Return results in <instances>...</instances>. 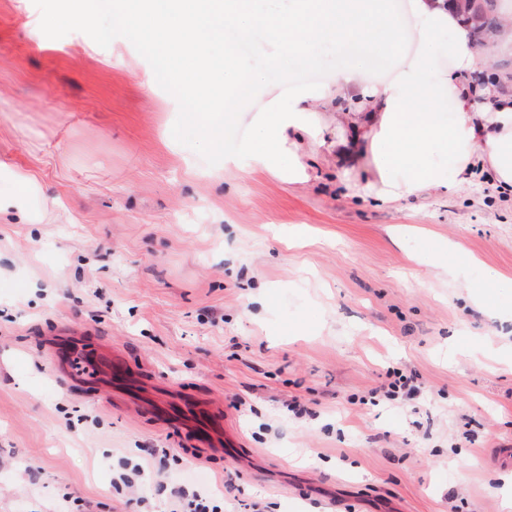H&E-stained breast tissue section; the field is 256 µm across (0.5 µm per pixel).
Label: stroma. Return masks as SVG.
Returning <instances> with one entry per match:
<instances>
[{"instance_id":"1","label":"stroma","mask_w":512,"mask_h":512,"mask_svg":"<svg viewBox=\"0 0 512 512\" xmlns=\"http://www.w3.org/2000/svg\"><path fill=\"white\" fill-rule=\"evenodd\" d=\"M63 8L0 0V512H169L173 485L224 512H506L512 200L381 205L369 156L307 152L294 183L288 152L243 153L272 105L328 94L349 28L282 76L256 34L260 80L214 131L138 31L94 42ZM396 368L416 396L361 404ZM146 448L164 485L113 484Z\"/></svg>"}]
</instances>
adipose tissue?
I'll return each instance as SVG.
<instances>
[{"label":"adipose tissue","instance_id":"1","mask_svg":"<svg viewBox=\"0 0 512 512\" xmlns=\"http://www.w3.org/2000/svg\"><path fill=\"white\" fill-rule=\"evenodd\" d=\"M367 2L298 0L285 15L257 11L254 0H171L168 14L162 15L153 0H71L62 19L88 26L96 15L113 14L122 28L140 32L144 50L177 74V94L214 127L223 112L235 107L231 99L223 108L212 107L216 83L244 90L253 80L237 54L225 47V28L243 39L265 32L289 59L306 64L313 44L333 38L338 21L346 20L365 48L337 69L334 93L317 102L303 92L288 109L271 107L245 151L270 167L285 132L294 134L299 149L308 142L324 143L327 128L313 118L320 107L350 118L351 137H336L334 146L345 161L364 150L370 153L379 180L368 183L367 190L381 203L452 192L487 173L499 194L512 196V86L473 83L471 75L482 59L458 12L446 0H411L422 49L401 60L393 81L375 84L365 81L364 73L376 56L394 55L396 37ZM437 57L447 59V70L434 69ZM437 151L447 154V168L432 165Z\"/></svg>","mask_w":512,"mask_h":512}]
</instances>
